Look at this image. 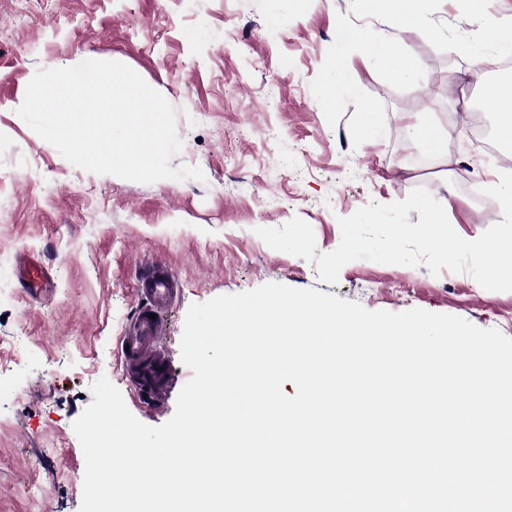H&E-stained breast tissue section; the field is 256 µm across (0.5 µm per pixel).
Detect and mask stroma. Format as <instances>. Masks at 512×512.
<instances>
[{"label":"stroma","instance_id":"stroma-1","mask_svg":"<svg viewBox=\"0 0 512 512\" xmlns=\"http://www.w3.org/2000/svg\"><path fill=\"white\" fill-rule=\"evenodd\" d=\"M351 0H0V512H79L85 459L73 422L107 378L142 423L159 426L192 376L181 361L191 304L267 283L316 289L370 311L418 308L458 316L512 338V292L482 288L470 275L366 259L344 265L337 284L314 263L271 249L259 227L301 218L318 252L341 241L340 218L427 188L438 201L466 203L464 239L500 222L483 167L512 163V149L473 145L465 113L480 109L473 64L435 49L418 32L403 38L425 69L408 91L394 89L358 54L357 85L385 106L388 135L353 146L347 104L329 125L311 91ZM137 72L176 109L181 150L171 168L194 166L203 180L151 184L100 175L68 162L18 116L38 70L84 60ZM426 115L454 133L461 156L448 176L425 166L399 175L415 150L401 113ZM46 267L45 295L26 288L19 254ZM169 264L183 290L164 315L171 393L162 409L138 399L123 369L121 338L143 304V264Z\"/></svg>","mask_w":512,"mask_h":512}]
</instances>
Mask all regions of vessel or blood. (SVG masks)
Segmentation results:
<instances>
[{"label":"vessel or blood","instance_id":"obj_1","mask_svg":"<svg viewBox=\"0 0 512 512\" xmlns=\"http://www.w3.org/2000/svg\"><path fill=\"white\" fill-rule=\"evenodd\" d=\"M145 303L132 328L123 336L121 354L124 368L139 397L162 405L169 388L167 358L157 344L163 332V314L180 293L174 272L163 262H150L140 279Z\"/></svg>","mask_w":512,"mask_h":512}]
</instances>
